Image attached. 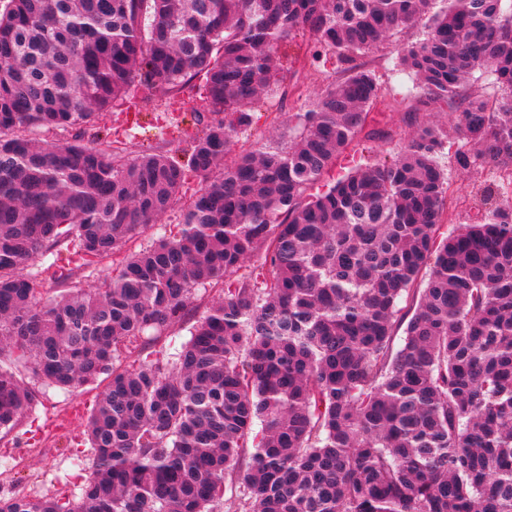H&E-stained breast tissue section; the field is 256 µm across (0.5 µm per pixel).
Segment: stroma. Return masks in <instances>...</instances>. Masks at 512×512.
Wrapping results in <instances>:
<instances>
[{"label":"stroma","mask_w":512,"mask_h":512,"mask_svg":"<svg viewBox=\"0 0 512 512\" xmlns=\"http://www.w3.org/2000/svg\"><path fill=\"white\" fill-rule=\"evenodd\" d=\"M422 37L421 27L400 29L389 44L360 59L361 65L373 70L385 87L377 109L390 116L392 137L377 142L376 147L386 157L400 149L409 132L402 115L408 109L413 82L408 70L400 63L399 53L414 46ZM305 45V36H296L283 64L288 69L289 84H307L308 95L299 100L284 101L275 96L254 105L244 140H280L293 126L294 113L312 108L323 81L339 76L335 63L320 67L311 65L304 56ZM204 97L205 87L200 82L171 99L148 100L142 92L135 91L121 105L103 113L101 124L110 139L126 144L130 155L159 148L180 159L196 130L192 113L199 109ZM442 162L454 192L445 215L446 226L452 229L470 223L476 215L480 202L475 190L490 179L491 172L481 168L460 172L450 148L445 149ZM36 393L32 409L14 431L8 436H0V462L4 459L12 462L9 468L0 466V481H9L31 497L49 493L69 499L79 498L94 458L84 440V424L96 404L99 391L88 387L66 392L40 385Z\"/></svg>","instance_id":"1"}]
</instances>
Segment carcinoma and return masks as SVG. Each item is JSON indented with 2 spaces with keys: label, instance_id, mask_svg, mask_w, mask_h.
Here are the masks:
<instances>
[{
  "label": "carcinoma",
  "instance_id": "carcinoma-1",
  "mask_svg": "<svg viewBox=\"0 0 512 512\" xmlns=\"http://www.w3.org/2000/svg\"><path fill=\"white\" fill-rule=\"evenodd\" d=\"M417 80L404 147L366 138L382 95L356 60L397 30ZM345 64L286 146L238 147L249 109L288 84L277 57ZM485 69L512 91L503 0H7L0 11V432L32 407L24 373L77 391L106 380L84 433L81 496L0 493V512H512V186L444 228L438 162L452 112L462 171L512 168V95L467 93ZM200 80L186 163L134 158L92 129L131 89L175 97ZM199 178L178 233L94 288L45 295L27 267L68 241L78 269L156 224ZM260 263L239 273L251 257ZM218 298L175 352L140 348Z\"/></svg>",
  "mask_w": 512,
  "mask_h": 512
}]
</instances>
